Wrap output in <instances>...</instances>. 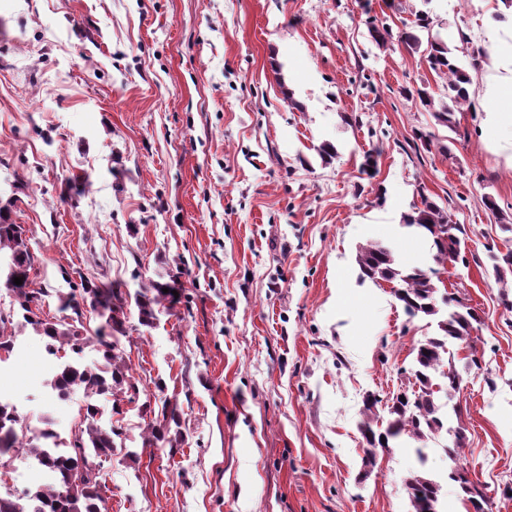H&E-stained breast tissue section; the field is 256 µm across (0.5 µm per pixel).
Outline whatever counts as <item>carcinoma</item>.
<instances>
[{"label":"carcinoma","mask_w":512,"mask_h":512,"mask_svg":"<svg viewBox=\"0 0 512 512\" xmlns=\"http://www.w3.org/2000/svg\"><path fill=\"white\" fill-rule=\"evenodd\" d=\"M368 33L383 48L391 37L389 26L377 19L368 22ZM399 41L412 50L426 45L429 68L445 80L446 99L435 101L424 85L414 89L410 95L418 99L423 108L433 112L438 125L456 131L454 108L470 103V77L448 47V39L434 29L430 11H415L414 21L401 32ZM483 204L498 216L503 240L507 243L512 241V221L502 212L495 198L486 196ZM403 226L413 229L430 243L434 265L426 269L403 267L397 263L390 247L368 243L359 247L356 254L360 278L378 285L383 282L395 285L394 296L411 318L438 314L440 302L451 311L438 322L437 334L416 347L410 373L411 391L402 392L392 403L385 405L390 416L385 430L374 429L377 405L381 400L374 395L366 397L361 432L369 457L375 455L376 448H392L406 437L426 441L448 429V420L437 393L442 392L449 397L460 391L463 383L449 344L470 345L475 324L480 322L474 308L456 294L443 292L440 288V273L448 263L467 264L464 227L453 222L447 208L424 193L420 194V202L412 205L411 212L403 216ZM487 259L495 282L507 287V276H512V249L502 252L495 245L489 246ZM33 263L25 226L8 222L6 212L0 211V282L14 295L13 308L6 314L0 311V353L9 356L13 352L17 336L5 333V329L19 314L24 325L42 338L45 350L59 358L57 372L47 380V385L58 397L65 400L71 392L80 389L86 397L113 398L115 409L118 408L116 397L119 393L127 395L128 401H135L140 389L121 350V338L126 336L129 300H134L138 307L141 324L153 326L158 314L169 313L180 302L172 294L174 290L183 292L180 274H172L164 281L151 280L133 293L116 288L110 298L103 296L96 284L82 280L79 289L73 288L61 298L63 310L71 312V315L66 320L54 322L41 317V302L46 291L29 287ZM16 277L22 278V284H14ZM165 288L169 292H163ZM78 296L90 300L101 310V316L105 317L104 327L94 332L85 327V314L76 300ZM88 345L98 353V358L91 363L79 358ZM101 418L97 406L92 402L86 403L81 426L69 440L49 448L44 441L55 436L51 422H44L47 429L42 436L30 435L18 422L14 404L0 401V466L9 462L10 451L20 446L58 477L54 487L40 485L21 492L0 494V512H103L104 484L97 459L110 457L117 449L123 448L120 442L123 432L112 424L101 423ZM182 439L180 413L177 407L168 404L148 422L142 436L143 443L157 448H172ZM464 445L463 432H456L453 447L446 448L448 458L453 462L448 477L468 495L473 512H487V495L467 478V472L460 464ZM415 454L419 471L404 481L410 512H439L441 485L424 472L429 449L417 448Z\"/></svg>","instance_id":"carcinoma-1"}]
</instances>
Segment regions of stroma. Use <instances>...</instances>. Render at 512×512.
<instances>
[{
  "label": "stroma",
  "mask_w": 512,
  "mask_h": 512,
  "mask_svg": "<svg viewBox=\"0 0 512 512\" xmlns=\"http://www.w3.org/2000/svg\"><path fill=\"white\" fill-rule=\"evenodd\" d=\"M422 0H0V208L25 225L30 278L58 295L175 272L189 303L141 326L129 306L122 351L152 408L181 413L185 441L100 463L108 512H410L413 440L364 465L363 401L409 386L414 349L434 326L408 318L388 288L359 278L356 251L393 244L420 194L470 237L449 291L476 309L468 371L449 403L462 464L512 512V309L486 255L500 244L482 199L512 205V129L485 136L489 71L471 70L457 133L404 95L442 82L423 52L382 48L366 21L400 32ZM460 55L488 48L501 0H432ZM360 123H351V116ZM433 133L416 153L414 130ZM338 155L323 163L322 143ZM381 146L375 176L361 171ZM7 377L33 419L79 427L35 376L42 344ZM494 384H487L486 376Z\"/></svg>",
  "instance_id": "stroma-1"
}]
</instances>
